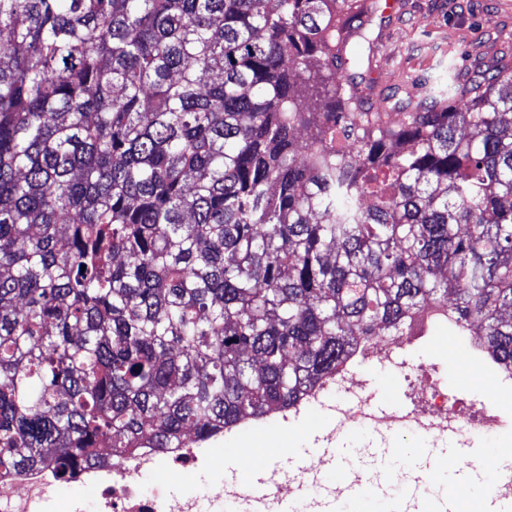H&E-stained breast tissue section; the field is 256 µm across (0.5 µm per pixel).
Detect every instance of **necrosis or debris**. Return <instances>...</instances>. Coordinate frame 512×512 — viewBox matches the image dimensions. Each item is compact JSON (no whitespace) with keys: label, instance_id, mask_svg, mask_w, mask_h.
<instances>
[{"label":"necrosis or debris","instance_id":"obj_1","mask_svg":"<svg viewBox=\"0 0 512 512\" xmlns=\"http://www.w3.org/2000/svg\"><path fill=\"white\" fill-rule=\"evenodd\" d=\"M447 315L428 314L410 336H375L353 348L336 371L307 390L292 407V414L317 407L330 396L351 394L356 403L344 411L341 425L386 429L396 434H415L434 439L448 436L470 438L493 432L500 424L501 407L489 400L464 413L458 410L447 388L434 377L418 388V399L376 416L369 405V384L359 366L377 361L411 378L413 364L399 360L397 353L413 342H434L437 332L447 329ZM198 441L184 440L182 447L160 450L139 448L132 455L101 464H86L71 476L60 478L50 468L18 469L0 475V512H39L54 498H62L65 512H200L197 494L173 496L161 487H146L144 479L156 472L191 473L199 468ZM92 488L93 499L80 491Z\"/></svg>","mask_w":512,"mask_h":512}]
</instances>
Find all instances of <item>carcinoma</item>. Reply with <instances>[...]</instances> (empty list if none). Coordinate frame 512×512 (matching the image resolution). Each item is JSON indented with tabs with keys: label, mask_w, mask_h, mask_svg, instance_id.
Here are the masks:
<instances>
[{
	"label": "carcinoma",
	"mask_w": 512,
	"mask_h": 512,
	"mask_svg": "<svg viewBox=\"0 0 512 512\" xmlns=\"http://www.w3.org/2000/svg\"><path fill=\"white\" fill-rule=\"evenodd\" d=\"M376 0H0V469L292 405L429 306L512 370V67L355 77Z\"/></svg>",
	"instance_id": "cac0c4a2"
}]
</instances>
